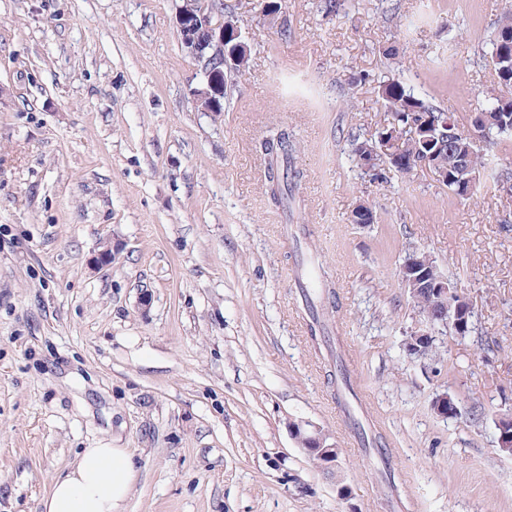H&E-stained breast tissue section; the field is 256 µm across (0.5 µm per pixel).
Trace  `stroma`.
Listing matches in <instances>:
<instances>
[{
  "label": "stroma",
  "mask_w": 512,
  "mask_h": 512,
  "mask_svg": "<svg viewBox=\"0 0 512 512\" xmlns=\"http://www.w3.org/2000/svg\"><path fill=\"white\" fill-rule=\"evenodd\" d=\"M178 3L0 0V512H40L84 448L134 454L126 512H512V201L494 190L512 139L484 143L475 204L426 170L369 182L352 152L392 77L468 125L512 0H284L286 38L262 0H224L252 55L220 112L194 103ZM281 126L303 179L277 206L256 146ZM362 199L376 223H353ZM415 250L474 306L422 358L399 276ZM310 255L309 290L338 302L316 318ZM443 392L477 416H438ZM306 430L302 426L297 427L296 438L301 448L309 455L315 458L313 461L321 469L331 472L336 468V477L338 475V455H336V444L327 443L328 435L319 428Z\"/></svg>",
  "instance_id": "stroma-1"
}]
</instances>
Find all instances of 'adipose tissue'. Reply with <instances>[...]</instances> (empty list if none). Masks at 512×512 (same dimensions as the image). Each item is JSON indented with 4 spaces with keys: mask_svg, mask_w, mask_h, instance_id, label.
Here are the masks:
<instances>
[{
    "mask_svg": "<svg viewBox=\"0 0 512 512\" xmlns=\"http://www.w3.org/2000/svg\"><path fill=\"white\" fill-rule=\"evenodd\" d=\"M138 479L126 448H86L41 500L42 512H123Z\"/></svg>",
    "mask_w": 512,
    "mask_h": 512,
    "instance_id": "1",
    "label": "adipose tissue"
}]
</instances>
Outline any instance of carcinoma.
Masks as SVG:
<instances>
[{"mask_svg":"<svg viewBox=\"0 0 512 512\" xmlns=\"http://www.w3.org/2000/svg\"><path fill=\"white\" fill-rule=\"evenodd\" d=\"M226 48L237 53L236 70L238 75H243L251 58V44L239 37L228 40ZM485 57L494 72L498 92L476 109L471 124L481 127L484 139L493 134L512 137V9L500 17ZM379 95L389 113L387 123L374 138H357L354 143L357 157L367 145L386 149L385 160L374 166L376 172L370 175V180L379 184L386 182L390 171L409 174L414 168L405 167L396 159L408 161L431 154L438 165L448 168V181L444 182L448 190L462 200L473 199L474 192L461 188L454 169L463 163L470 168V174L479 176L485 169L486 158L481 146L453 137L463 131L454 114L415 96L395 79L381 82ZM259 146L266 158L265 180L270 184L273 165L283 167L285 172L290 170L288 159L292 145L288 131L281 129L263 138Z\"/></svg>","mask_w":512,"mask_h":512,"instance_id":"1","label":"carcinoma"}]
</instances>
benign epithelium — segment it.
<instances>
[{"label": "benign epithelium", "mask_w": 512, "mask_h": 512, "mask_svg": "<svg viewBox=\"0 0 512 512\" xmlns=\"http://www.w3.org/2000/svg\"><path fill=\"white\" fill-rule=\"evenodd\" d=\"M176 21L181 46L198 64L202 75L200 87L193 91L195 105L202 112H210L220 93L219 76L230 74L225 43L231 36L238 35V29H229V18L224 13L208 9L198 0H182L176 11ZM215 59L222 61L224 71L213 67L211 61ZM401 281L412 301H418L419 293L424 289L434 298L432 313L427 316L428 326L412 332L406 342L409 354L423 355L434 342L432 329L436 326L448 327V278L434 274L428 263L414 251L402 266ZM432 407L436 414L445 418L461 414L460 407L446 393L438 395ZM497 427L499 450L512 456V418L499 419ZM296 438L318 467L328 472L338 467L336 444L328 443V435L319 428L306 430L299 426Z\"/></svg>", "instance_id": "7a95c632"}]
</instances>
